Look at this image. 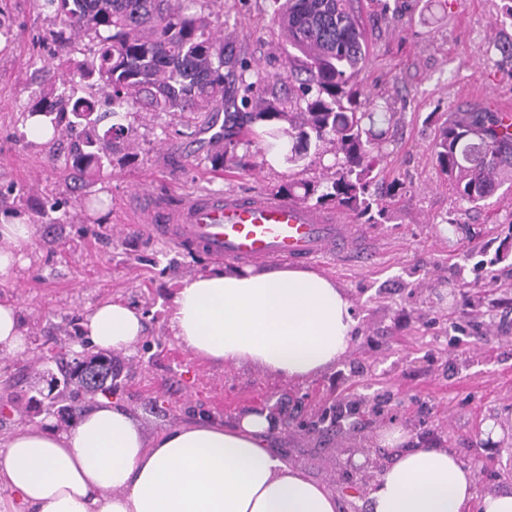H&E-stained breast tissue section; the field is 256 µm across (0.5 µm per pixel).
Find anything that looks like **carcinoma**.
I'll use <instances>...</instances> for the list:
<instances>
[{"mask_svg":"<svg viewBox=\"0 0 512 512\" xmlns=\"http://www.w3.org/2000/svg\"><path fill=\"white\" fill-rule=\"evenodd\" d=\"M39 8L59 20L62 50L77 52L86 41L92 53L69 60L60 84L43 90L30 110L53 126L54 142L82 127L64 169L88 178L107 172L116 144H134L124 124L133 112L208 131L222 112L223 129L211 136L219 145L208 155L213 170L244 165L239 147L266 137L284 143L290 166L330 152L323 181L288 180L278 193L367 214L371 175L383 158L374 128L393 113L373 103L360 80L369 47L355 0H269L291 64L284 78L263 74L224 40V0H39ZM79 85L96 88L109 110L76 96ZM232 97L237 112L228 111ZM108 116L112 124L101 127ZM434 154L458 198L479 203L512 174V133L501 116L475 106L438 127Z\"/></svg>","mask_w":512,"mask_h":512,"instance_id":"obj_1","label":"carcinoma"}]
</instances>
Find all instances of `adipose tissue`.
I'll return each mask as SVG.
<instances>
[{"label":"adipose tissue","mask_w":512,"mask_h":512,"mask_svg":"<svg viewBox=\"0 0 512 512\" xmlns=\"http://www.w3.org/2000/svg\"><path fill=\"white\" fill-rule=\"evenodd\" d=\"M35 228L0 224V285L28 263ZM353 304L334 279L282 265L210 268L182 279L169 328L194 356L254 366L291 380L314 378L348 352ZM143 315L106 300L85 314L93 346L126 351ZM270 411L147 435L134 414L102 397L67 429L27 426L0 438V512H337L335 493L289 467L271 448ZM395 448L367 490L369 512H512V491L480 490L472 467L446 448Z\"/></svg>","instance_id":"ef3b65f1"}]
</instances>
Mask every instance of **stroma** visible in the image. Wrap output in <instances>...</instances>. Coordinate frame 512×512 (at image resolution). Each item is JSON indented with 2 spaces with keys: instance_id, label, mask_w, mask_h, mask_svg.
Instances as JSON below:
<instances>
[{
  "instance_id": "stroma-1",
  "label": "stroma",
  "mask_w": 512,
  "mask_h": 512,
  "mask_svg": "<svg viewBox=\"0 0 512 512\" xmlns=\"http://www.w3.org/2000/svg\"><path fill=\"white\" fill-rule=\"evenodd\" d=\"M507 0H362L370 40L365 90L394 120L371 187L378 209L363 229L369 257L318 263L354 306L355 335L336 367L288 381L250 366L215 365L185 350L167 325L178 282L212 259L153 235L139 212L150 198L234 191L277 192L287 179L319 181L320 163L267 161L246 152L249 169L211 171L209 133L138 112L128 119L134 151L117 150L106 176L87 181L48 161L55 145L23 138L41 85L58 81L57 29L37 0H0V217L35 225L11 286L0 297L20 310L28 336L57 344L78 335L88 308L106 299L139 306L143 336L130 353L113 352L116 403L147 434L204 416L232 425L250 410L298 413L315 428L277 430L273 450L336 494L338 512H368L367 488L394 451L379 433L402 426L407 447L454 450L486 490L512 489V176L474 209L457 199L433 156L439 125L478 104L512 103V64L494 49L512 39ZM251 64L286 75L267 0H238L224 26ZM46 62L36 71V59ZM40 358L0 361V437L47 423L30 400L44 388ZM336 412L339 427L321 421Z\"/></svg>"
}]
</instances>
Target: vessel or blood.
<instances>
[{
	"label": "vessel or blood",
	"instance_id": "obj_1",
	"mask_svg": "<svg viewBox=\"0 0 512 512\" xmlns=\"http://www.w3.org/2000/svg\"><path fill=\"white\" fill-rule=\"evenodd\" d=\"M150 229L174 245L234 264L311 263L358 247L359 225L264 193L196 196L157 208Z\"/></svg>",
	"mask_w": 512,
	"mask_h": 512
}]
</instances>
